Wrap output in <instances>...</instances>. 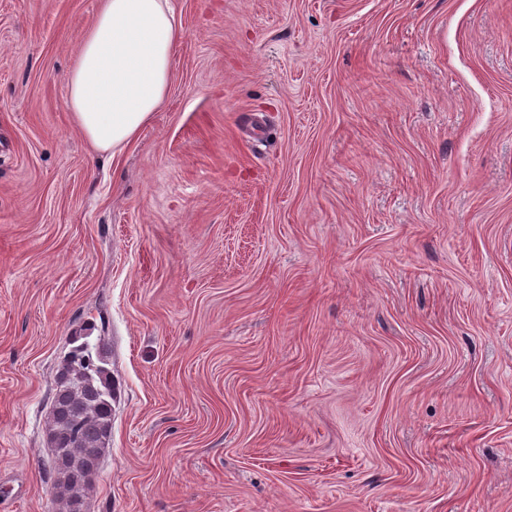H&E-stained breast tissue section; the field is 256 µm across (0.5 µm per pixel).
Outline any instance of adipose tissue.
<instances>
[{"label": "adipose tissue", "mask_w": 512, "mask_h": 512, "mask_svg": "<svg viewBox=\"0 0 512 512\" xmlns=\"http://www.w3.org/2000/svg\"><path fill=\"white\" fill-rule=\"evenodd\" d=\"M184 29L171 0H99L67 74V110L96 153L117 158L164 105Z\"/></svg>", "instance_id": "ef3b65f1"}]
</instances>
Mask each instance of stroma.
<instances>
[{"label":"stroma","instance_id":"1","mask_svg":"<svg viewBox=\"0 0 512 512\" xmlns=\"http://www.w3.org/2000/svg\"><path fill=\"white\" fill-rule=\"evenodd\" d=\"M165 107L94 156L98 0H0V512L112 350L86 512H512V0H173Z\"/></svg>","mask_w":512,"mask_h":512}]
</instances>
